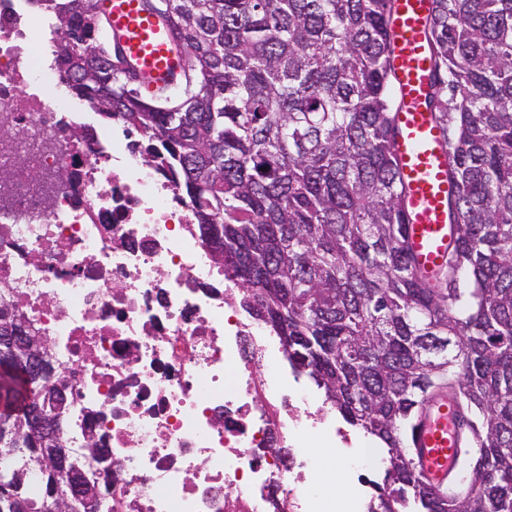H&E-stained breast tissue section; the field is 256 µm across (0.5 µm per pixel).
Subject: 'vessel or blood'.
<instances>
[{
  "mask_svg": "<svg viewBox=\"0 0 512 512\" xmlns=\"http://www.w3.org/2000/svg\"><path fill=\"white\" fill-rule=\"evenodd\" d=\"M432 0H395V95L402 135L396 152L406 184L408 243L420 267L436 272L448 252V161L443 140L426 109L431 62L425 32ZM112 48L145 90L173 86L185 53L171 30L148 13L142 0H108ZM461 445L459 410L447 392L432 393L414 437L415 459L436 487L448 485Z\"/></svg>",
  "mask_w": 512,
  "mask_h": 512,
  "instance_id": "b4317fda",
  "label": "vessel or blood"
}]
</instances>
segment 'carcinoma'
Wrapping results in <instances>:
<instances>
[{"label":"carcinoma","instance_id":"obj_1","mask_svg":"<svg viewBox=\"0 0 512 512\" xmlns=\"http://www.w3.org/2000/svg\"><path fill=\"white\" fill-rule=\"evenodd\" d=\"M68 90L161 146L240 306L383 456L369 512H512V0H433L429 106L448 149L453 246L423 279L406 244L392 0H155L188 48L160 103L123 77L100 0H46ZM0 344V512H51L68 485L22 428L45 382ZM460 409L472 491L437 489L411 435L430 393ZM25 472L22 488L14 475ZM78 478L99 469L72 458Z\"/></svg>","mask_w":512,"mask_h":512}]
</instances>
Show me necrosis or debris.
Wrapping results in <instances>:
<instances>
[{"mask_svg":"<svg viewBox=\"0 0 512 512\" xmlns=\"http://www.w3.org/2000/svg\"><path fill=\"white\" fill-rule=\"evenodd\" d=\"M39 0H0V288L67 375L63 445L109 449L106 512H363L318 483L336 423L238 313L196 204L62 91Z\"/></svg>","mask_w":512,"mask_h":512,"instance_id":"obj_1","label":"necrosis or debris"}]
</instances>
